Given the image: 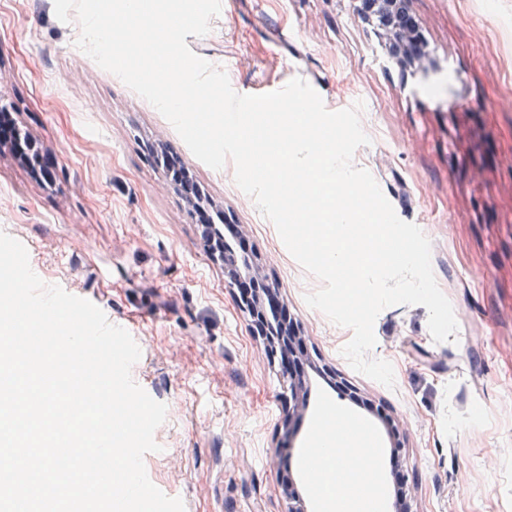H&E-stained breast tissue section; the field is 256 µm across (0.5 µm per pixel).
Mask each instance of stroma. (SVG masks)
Segmentation results:
<instances>
[{
	"mask_svg": "<svg viewBox=\"0 0 512 512\" xmlns=\"http://www.w3.org/2000/svg\"><path fill=\"white\" fill-rule=\"evenodd\" d=\"M409 10L426 37L419 67L388 58L351 0H222L209 33L186 38L237 93L299 77L328 110L363 102L370 142L353 163L430 240L458 323L456 341L437 343L426 307L384 309L369 356L393 365L389 388L342 356L351 329L307 306L321 281L238 188L233 162L215 170L198 160L149 102L77 47L80 27L56 18L54 0H0V104L56 160L45 183L0 145V231L28 243L45 284L98 301L137 336L132 378L167 407L145 468L185 512H287V472L316 512L299 459L327 407L371 429L385 483L392 466L408 475V512H512V0H410ZM155 141L250 239L308 363L342 378L331 388L311 376L295 421L281 366L151 162ZM353 391L398 421L399 454Z\"/></svg>",
	"mask_w": 512,
	"mask_h": 512,
	"instance_id": "35a3bbf8",
	"label": "stroma"
}]
</instances>
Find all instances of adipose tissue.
Masks as SVG:
<instances>
[{
  "label": "adipose tissue",
  "instance_id": "adipose-tissue-1",
  "mask_svg": "<svg viewBox=\"0 0 512 512\" xmlns=\"http://www.w3.org/2000/svg\"><path fill=\"white\" fill-rule=\"evenodd\" d=\"M307 445L324 452L322 475L314 485L319 512H381L384 489L370 431L357 429L336 409L315 421Z\"/></svg>",
  "mask_w": 512,
  "mask_h": 512
}]
</instances>
